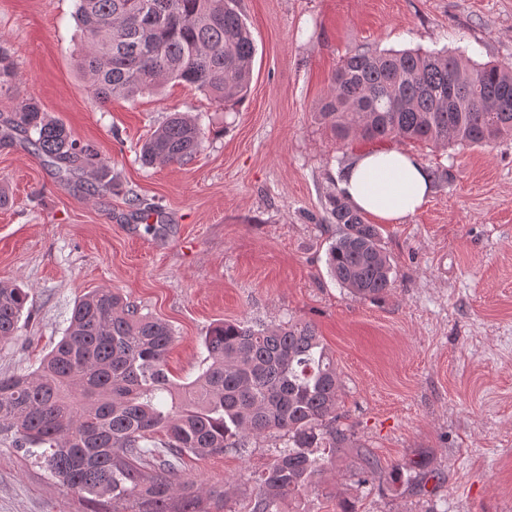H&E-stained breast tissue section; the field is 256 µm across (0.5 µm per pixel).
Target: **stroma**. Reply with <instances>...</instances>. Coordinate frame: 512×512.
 Masks as SVG:
<instances>
[{
    "label": "stroma",
    "instance_id": "1",
    "mask_svg": "<svg viewBox=\"0 0 512 512\" xmlns=\"http://www.w3.org/2000/svg\"><path fill=\"white\" fill-rule=\"evenodd\" d=\"M257 45L245 100L226 110L170 82L99 105L77 66L76 0H0V45L17 69L15 97L93 143L112 191L91 195L82 171L59 176L18 134L0 143V282L27 288L18 336L0 344V376L27 373L63 336L75 304L119 291L174 332L169 376L193 380L202 338L220 321L315 324L336 360L344 425L378 459L373 486L335 470L307 512H512V139L483 147L390 140L446 172L425 204L381 224L392 286L355 299L330 275L339 233L325 212L342 166L374 150L337 142L318 110L340 59L364 50H445L512 63V0H239ZM200 117L196 156L142 166L139 148L169 113ZM152 204L136 214L131 197ZM185 456L182 474L230 484L244 512L252 471L282 447ZM427 455L428 496L404 493L397 466ZM76 494L0 436V512H79Z\"/></svg>",
    "mask_w": 512,
    "mask_h": 512
}]
</instances>
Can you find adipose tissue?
I'll return each mask as SVG.
<instances>
[{"instance_id": "1", "label": "adipose tissue", "mask_w": 512, "mask_h": 512, "mask_svg": "<svg viewBox=\"0 0 512 512\" xmlns=\"http://www.w3.org/2000/svg\"><path fill=\"white\" fill-rule=\"evenodd\" d=\"M339 192L355 208L399 224L425 203L431 182L414 156L383 149L361 154L341 180Z\"/></svg>"}]
</instances>
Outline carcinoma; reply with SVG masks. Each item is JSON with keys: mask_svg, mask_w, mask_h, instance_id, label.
Instances as JSON below:
<instances>
[{"mask_svg": "<svg viewBox=\"0 0 512 512\" xmlns=\"http://www.w3.org/2000/svg\"><path fill=\"white\" fill-rule=\"evenodd\" d=\"M79 68L101 105L178 81L229 109L245 99L256 46L238 0H77ZM15 62L0 46V92ZM320 112L336 139L415 140L488 146L512 137V64L477 63L439 51H364L344 57ZM6 126L60 174L83 169L113 187L97 149L50 119L32 97ZM202 144L196 118L171 113L142 144L146 167L178 163ZM326 211L339 226L327 266L355 297L376 299L392 266L376 225L340 194ZM29 292L0 283V343L19 331ZM174 336L119 293L100 288L74 307L64 336L32 373L0 377V435L28 455L40 448L50 477L82 495L86 512H224L228 490L179 473L182 456L240 452L267 433L283 448L251 475L248 512H306L300 498L347 450L348 477L375 481L378 460L354 447L340 419L336 362L315 325L247 320L213 325L199 375L168 376ZM158 433L160 445L148 447ZM433 471L415 463L405 489L426 495Z\"/></svg>", "mask_w": 512, "mask_h": 512, "instance_id": "cac0c4a2", "label": "carcinoma"}]
</instances>
